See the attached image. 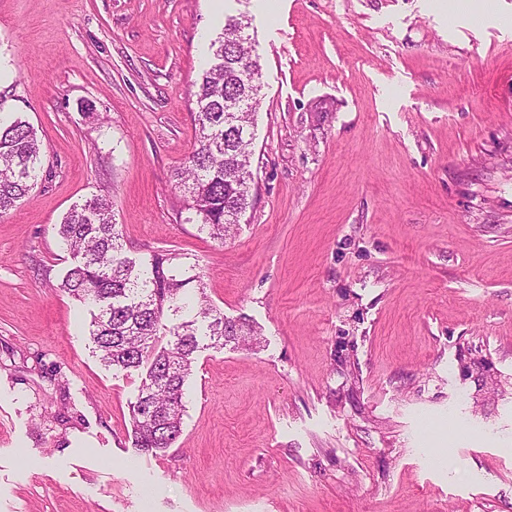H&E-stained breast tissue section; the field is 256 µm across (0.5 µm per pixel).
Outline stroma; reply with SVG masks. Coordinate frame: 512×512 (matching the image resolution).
<instances>
[{
    "instance_id": "obj_1",
    "label": "stroma",
    "mask_w": 512,
    "mask_h": 512,
    "mask_svg": "<svg viewBox=\"0 0 512 512\" xmlns=\"http://www.w3.org/2000/svg\"><path fill=\"white\" fill-rule=\"evenodd\" d=\"M239 13L256 200L220 243L171 174ZM0 68L45 151L0 218V512H512V0H0ZM100 194L258 332L198 352L157 454L59 287Z\"/></svg>"
}]
</instances>
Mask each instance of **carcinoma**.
<instances>
[{
    "label": "carcinoma",
    "mask_w": 512,
    "mask_h": 512,
    "mask_svg": "<svg viewBox=\"0 0 512 512\" xmlns=\"http://www.w3.org/2000/svg\"><path fill=\"white\" fill-rule=\"evenodd\" d=\"M248 19L227 16L190 92L196 142L171 178L187 221L220 243L253 205L254 115L261 68ZM43 148L19 112L0 111V217L18 208L37 185ZM72 263L60 288L95 307L89 336L99 361L127 372L145 371L131 419L136 447L163 451L182 432L186 382L201 337L224 348L253 326L230 319L208 299L202 276L175 273L173 253L132 258L122 249L107 195L73 203L58 224Z\"/></svg>",
    "instance_id": "1"
}]
</instances>
